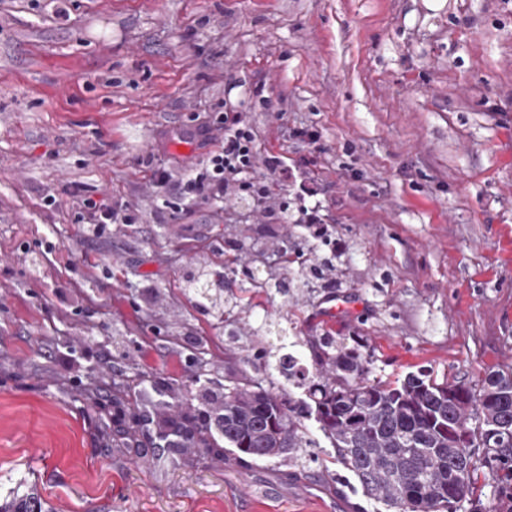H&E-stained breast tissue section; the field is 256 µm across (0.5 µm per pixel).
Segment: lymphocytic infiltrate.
<instances>
[{
	"mask_svg": "<svg viewBox=\"0 0 512 512\" xmlns=\"http://www.w3.org/2000/svg\"><path fill=\"white\" fill-rule=\"evenodd\" d=\"M154 185L187 200L252 194L263 202V214L267 217L287 212L289 206H276L270 202L273 188L286 187L293 192L292 204L296 205L303 223L322 221L319 207L311 203L320 193L317 179L307 171L289 165L284 155L259 153L256 133L242 112L225 113L224 141L205 161L177 181L167 170H157Z\"/></svg>",
	"mask_w": 512,
	"mask_h": 512,
	"instance_id": "lymphocytic-infiltrate-1",
	"label": "lymphocytic infiltrate"
}]
</instances>
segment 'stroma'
I'll list each match as a JSON object with an SVG mask.
<instances>
[{"mask_svg":"<svg viewBox=\"0 0 512 512\" xmlns=\"http://www.w3.org/2000/svg\"><path fill=\"white\" fill-rule=\"evenodd\" d=\"M248 113L260 153L324 189V235L265 223L249 196L158 191ZM120 203L142 222L95 224ZM287 268L222 327L179 293L188 269ZM358 336L372 374L467 384L512 369V0H0V497L55 512H386L314 420L301 462L241 466L195 446L117 447L135 411L193 405L271 349ZM45 505L47 504L35 489L26 495L13 491L0 500V512H53L52 507L45 508Z\"/></svg>","mask_w":512,"mask_h":512,"instance_id":"stroma-1","label":"stroma"}]
</instances>
